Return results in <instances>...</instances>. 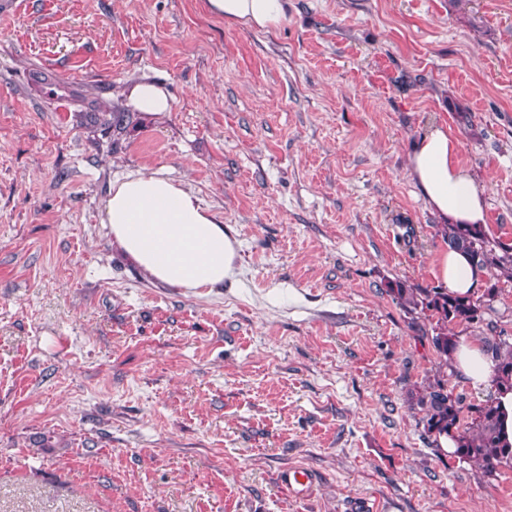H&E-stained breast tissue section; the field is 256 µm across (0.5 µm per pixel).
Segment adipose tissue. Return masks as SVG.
<instances>
[{
	"mask_svg": "<svg viewBox=\"0 0 512 512\" xmlns=\"http://www.w3.org/2000/svg\"><path fill=\"white\" fill-rule=\"evenodd\" d=\"M206 7L250 30L275 28L286 18L285 0H206ZM119 97L126 108L149 117L172 109L168 90L155 82L129 84ZM459 148L447 127L432 128L410 155L409 175L438 223L481 224L486 187L461 166ZM102 222L113 245L159 284L198 290L234 275L237 242L223 220L193 191L161 173L139 172L113 182ZM437 275L449 291L469 296L484 272L466 254L448 249L439 256ZM453 365L471 388H484L492 380L493 361L479 341H460Z\"/></svg>",
	"mask_w": 512,
	"mask_h": 512,
	"instance_id": "1",
	"label": "adipose tissue"
}]
</instances>
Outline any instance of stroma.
<instances>
[{"label": "stroma", "instance_id": "35a3bbf8", "mask_svg": "<svg viewBox=\"0 0 512 512\" xmlns=\"http://www.w3.org/2000/svg\"><path fill=\"white\" fill-rule=\"evenodd\" d=\"M38 71L108 107L155 80L173 107L116 151ZM433 125L512 243V0H288L268 31L205 0L0 15V512H512V465L442 448L418 403L443 380L467 422L490 390L388 291L441 285L408 176ZM147 171L230 228L221 287L161 285L113 247L103 200ZM285 483L297 496H304L309 490L312 478L311 474L304 468H288L281 477Z\"/></svg>", "mask_w": 512, "mask_h": 512}]
</instances>
